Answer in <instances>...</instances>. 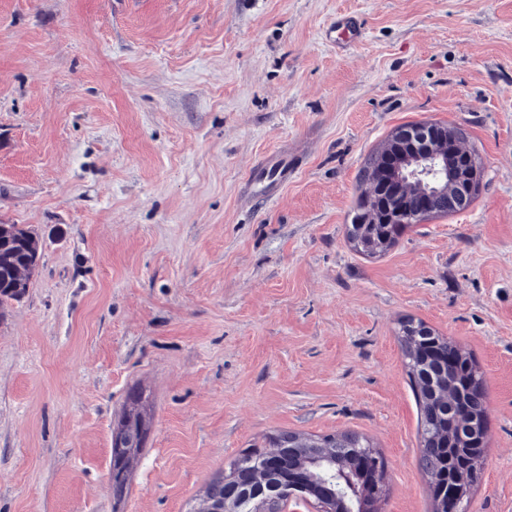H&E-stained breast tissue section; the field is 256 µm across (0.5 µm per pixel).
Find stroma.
<instances>
[{
  "label": "stroma",
  "mask_w": 512,
  "mask_h": 512,
  "mask_svg": "<svg viewBox=\"0 0 512 512\" xmlns=\"http://www.w3.org/2000/svg\"><path fill=\"white\" fill-rule=\"evenodd\" d=\"M420 122L464 130L480 190L361 254L360 171ZM1 223L41 250L0 318V512H194L288 431L366 437L377 512H433L408 319L484 382L467 512H512V0H0ZM268 167L273 168L275 174L263 188V194L267 200L274 199L280 194L281 187L288 182V178L293 173V168L288 166L286 157H279ZM128 411L137 415L143 424H148L149 417L146 408L143 405L136 404L131 406ZM138 418L127 415L125 412L119 427L124 430L126 435L127 444H130L131 450L122 454L117 453L112 444V476H111V489L112 496L116 500H121L124 496L128 477L129 469L127 466L128 455L137 457L140 454L141 448L144 447L149 428L143 427Z\"/></svg>",
  "instance_id": "obj_1"
}]
</instances>
